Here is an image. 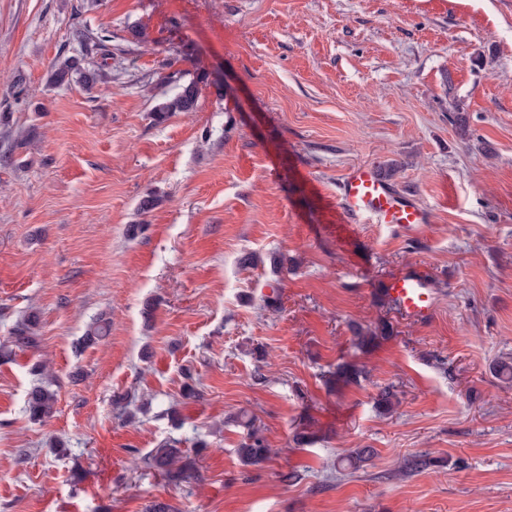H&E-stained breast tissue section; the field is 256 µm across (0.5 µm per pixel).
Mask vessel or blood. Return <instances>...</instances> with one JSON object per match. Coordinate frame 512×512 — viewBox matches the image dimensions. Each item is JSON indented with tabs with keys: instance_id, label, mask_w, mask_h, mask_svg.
<instances>
[{
	"instance_id": "1",
	"label": "vessel or blood",
	"mask_w": 512,
	"mask_h": 512,
	"mask_svg": "<svg viewBox=\"0 0 512 512\" xmlns=\"http://www.w3.org/2000/svg\"><path fill=\"white\" fill-rule=\"evenodd\" d=\"M336 203L342 224H391L412 231L429 223L428 211L414 198L397 191L375 165L352 167L339 185ZM393 307L410 321L432 318L437 298L425 274H405L390 280L387 288Z\"/></svg>"
}]
</instances>
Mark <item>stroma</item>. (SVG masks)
Masks as SVG:
<instances>
[{
  "mask_svg": "<svg viewBox=\"0 0 512 512\" xmlns=\"http://www.w3.org/2000/svg\"><path fill=\"white\" fill-rule=\"evenodd\" d=\"M72 55L104 81L50 85ZM192 80L195 111L158 116ZM362 162L431 224L342 229ZM417 268L425 323L383 291ZM32 314L36 346H13ZM99 317L109 335L75 351ZM354 323L387 337L358 349ZM504 360L512 0H0V512H512ZM241 412L272 450L257 466ZM169 441L196 478L146 465ZM356 448L374 455L354 470ZM48 385H35L27 394V411L32 421H44L51 417L56 402L55 393Z\"/></svg>",
  "mask_w": 512,
  "mask_h": 512,
  "instance_id": "obj_1",
  "label": "stroma"
}]
</instances>
